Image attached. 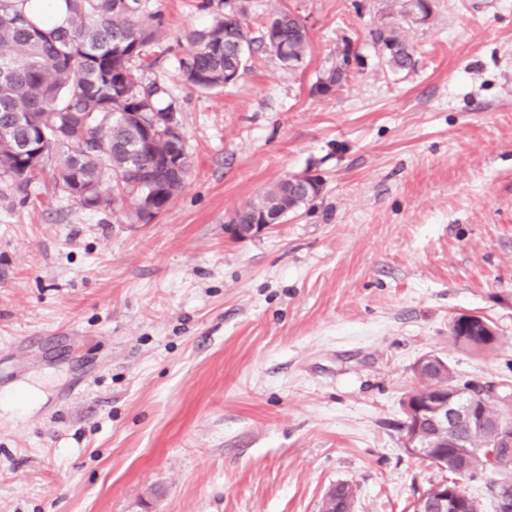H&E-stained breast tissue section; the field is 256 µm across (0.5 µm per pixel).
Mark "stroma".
Returning <instances> with one entry per match:
<instances>
[{"label": "stroma", "instance_id": "1", "mask_svg": "<svg viewBox=\"0 0 512 512\" xmlns=\"http://www.w3.org/2000/svg\"><path fill=\"white\" fill-rule=\"evenodd\" d=\"M202 0H143L163 34L144 82L171 93L185 187L150 221L89 210L49 175L0 178V512H412L443 474L404 447L427 354L512 384V0H236L309 29L297 68L254 48L240 80L187 87ZM398 30L415 67L388 69ZM342 87L318 82L338 50ZM320 194L237 240L229 217L284 175ZM493 322L495 352L450 320ZM463 315L453 317L448 326L454 344L477 353L494 351L499 343L494 323L484 317L473 315L476 317L477 324L474 328L466 327L462 323ZM486 326L489 328L490 334H481L483 331H487ZM336 487V503L332 504L327 498V491L321 500L320 512H353L356 490L348 482H339Z\"/></svg>", "mask_w": 512, "mask_h": 512}]
</instances>
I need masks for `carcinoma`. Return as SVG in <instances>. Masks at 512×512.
Returning a JSON list of instances; mask_svg holds the SVG:
<instances>
[{
  "label": "carcinoma",
  "instance_id": "1",
  "mask_svg": "<svg viewBox=\"0 0 512 512\" xmlns=\"http://www.w3.org/2000/svg\"><path fill=\"white\" fill-rule=\"evenodd\" d=\"M57 15L45 8L49 0H0V176L21 184L51 166L55 188L87 209H125L151 199L160 210L185 186L188 157H172L170 144L148 137L143 123L155 112L175 111L168 92L157 84H144L138 62L155 43L162 22L143 15L142 0H59ZM256 40L248 26L232 13L216 17L211 26L188 36V47L178 59L181 80L207 91L225 87L224 66L238 55L247 62V51ZM288 54L306 56L309 33L299 17L284 8L268 17L259 40ZM386 47L385 61L396 71L414 68V55L398 31L379 35ZM349 70L336 65L320 81L318 92L328 94L347 81ZM291 206L307 202L305 193L288 190L279 179L257 200L237 210L238 223L252 224L256 214L273 211L287 193ZM463 316L451 319L448 330L454 344L472 352L496 349L499 336L493 322L478 316L470 328ZM478 385L458 375L449 365L409 392L404 413L431 390ZM507 397L483 396L485 412L512 428V386ZM469 449L468 480L486 469L495 471L500 490L512 493V457H491L494 432L463 429ZM354 486L336 484V503L322 497L320 512H353Z\"/></svg>",
  "mask_w": 512,
  "mask_h": 512
}]
</instances>
